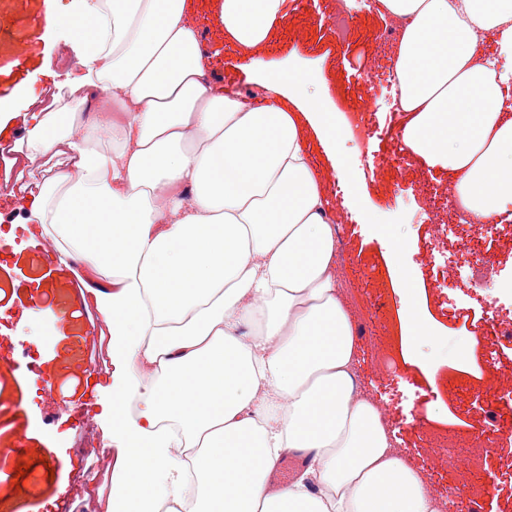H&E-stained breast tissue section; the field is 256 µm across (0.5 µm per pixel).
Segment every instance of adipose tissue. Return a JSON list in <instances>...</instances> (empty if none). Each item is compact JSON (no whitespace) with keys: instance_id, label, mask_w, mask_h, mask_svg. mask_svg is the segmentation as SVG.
<instances>
[{"instance_id":"1","label":"adipose tissue","mask_w":512,"mask_h":512,"mask_svg":"<svg viewBox=\"0 0 512 512\" xmlns=\"http://www.w3.org/2000/svg\"><path fill=\"white\" fill-rule=\"evenodd\" d=\"M83 73L20 117L38 184L29 223L81 263L112 350L105 512H430L356 382L336 287L335 230L296 111L206 79L191 0H85ZM405 19L395 51L402 138L481 218L512 204V0H379ZM283 0H223L227 37L266 42ZM497 32V54L479 33ZM102 99L93 125L78 121ZM260 327L252 341L239 329ZM288 455L306 466L271 493Z\"/></svg>"}]
</instances>
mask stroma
Segmentation results:
<instances>
[{
    "instance_id": "1",
    "label": "stroma",
    "mask_w": 512,
    "mask_h": 512,
    "mask_svg": "<svg viewBox=\"0 0 512 512\" xmlns=\"http://www.w3.org/2000/svg\"><path fill=\"white\" fill-rule=\"evenodd\" d=\"M220 2H193L208 79L235 94L253 93L257 104L271 97L264 75L285 78L304 69L322 73L325 81L300 85L302 98L343 121L353 117L365 93L355 78L359 60L384 64L395 53L394 42L382 36L386 20L371 5L355 19L350 36L337 39L326 26L334 0H311L305 12L295 0H284L272 39L247 51L220 27ZM50 17L55 25H47ZM87 20L74 0H0L1 114L21 110L44 86L80 73L71 45ZM402 126L382 121L370 142L372 173L344 137L330 152L318 145L313 151L327 220L346 258L340 291L360 349L358 384L389 408L402 457L442 493L462 483L447 468V449L433 439H462L467 425L481 424L484 407L468 389L466 372L477 363L490 378L497 367L512 365V350L492 336L475 346L459 333L464 317L481 312L479 292L463 282L452 291L435 285L443 263L433 250L435 227L414 223L412 216L426 203L420 181L443 176L414 155L408 171L394 167L390 152ZM22 135L16 120L0 129V226L15 229L0 238V423L9 426L0 436V448L8 451L0 469V512H80L112 486V420L101 414L112 401V361L98 357L109 341L96 329V310L82 300L76 262L45 249L11 195L9 149ZM408 311L427 329L426 340L407 332ZM376 350L391 359L392 370L382 379L374 372ZM452 411L465 426L449 425ZM33 452L38 462L12 482L17 461ZM484 458L497 479L488 512H512V445L489 449ZM462 487L471 494V486Z\"/></svg>"
}]
</instances>
